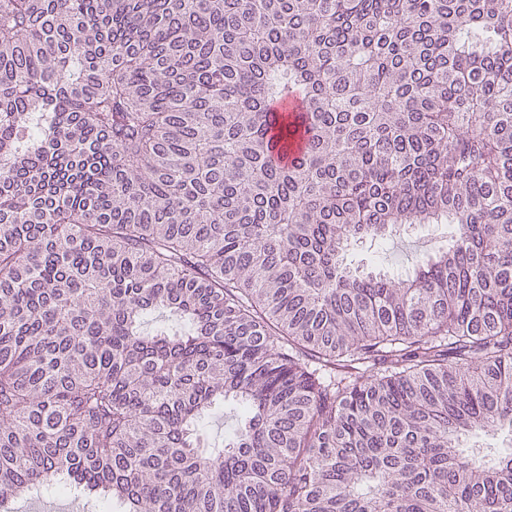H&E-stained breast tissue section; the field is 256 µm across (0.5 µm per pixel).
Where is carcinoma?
<instances>
[{"instance_id":"carcinoma-1","label":"carcinoma","mask_w":512,"mask_h":512,"mask_svg":"<svg viewBox=\"0 0 512 512\" xmlns=\"http://www.w3.org/2000/svg\"><path fill=\"white\" fill-rule=\"evenodd\" d=\"M50 484L512 512V0H0V507ZM446 224H429L422 229L401 232L386 240L375 243L370 240L355 247L349 258L356 263L374 264L379 262L383 268L394 273L405 272L439 242L446 240ZM237 417L229 407L216 409L205 421L204 430L212 444L221 445L224 436L235 426Z\"/></svg>"}]
</instances>
